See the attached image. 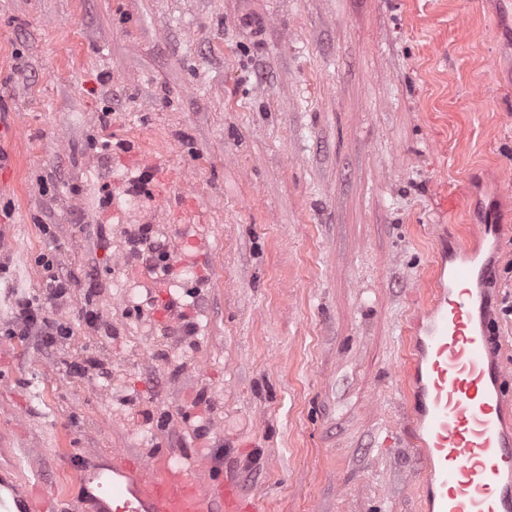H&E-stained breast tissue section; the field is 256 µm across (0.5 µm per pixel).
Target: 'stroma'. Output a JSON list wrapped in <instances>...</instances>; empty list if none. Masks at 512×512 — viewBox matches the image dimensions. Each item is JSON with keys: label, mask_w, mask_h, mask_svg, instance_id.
<instances>
[{"label": "stroma", "mask_w": 512, "mask_h": 512, "mask_svg": "<svg viewBox=\"0 0 512 512\" xmlns=\"http://www.w3.org/2000/svg\"><path fill=\"white\" fill-rule=\"evenodd\" d=\"M0 147V476L71 512L156 448L261 512H421L409 330L487 220L512 371V0H0ZM51 272L49 348L10 329ZM135 244L137 248L140 245H148L145 261L151 263L153 268L159 269L160 271H166L169 268L168 261L170 255L166 251L164 244L154 239L151 225H141L140 234Z\"/></svg>", "instance_id": "obj_1"}]
</instances>
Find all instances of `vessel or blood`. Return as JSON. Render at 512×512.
I'll use <instances>...</instances> for the list:
<instances>
[{
    "label": "vessel or blood",
    "instance_id": "obj_1",
    "mask_svg": "<svg viewBox=\"0 0 512 512\" xmlns=\"http://www.w3.org/2000/svg\"><path fill=\"white\" fill-rule=\"evenodd\" d=\"M413 320L404 382L414 406L403 435L427 463L423 512H512V395L497 351L487 274L477 248L438 262ZM173 452L125 455L96 471L102 512H260L233 477H200ZM60 494L39 482L0 481V512H56Z\"/></svg>",
    "mask_w": 512,
    "mask_h": 512
}]
</instances>
